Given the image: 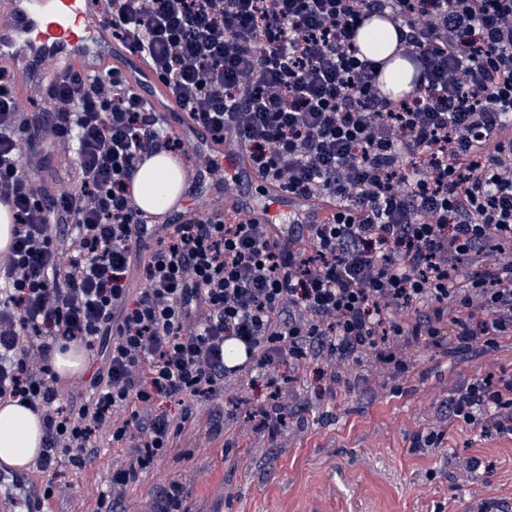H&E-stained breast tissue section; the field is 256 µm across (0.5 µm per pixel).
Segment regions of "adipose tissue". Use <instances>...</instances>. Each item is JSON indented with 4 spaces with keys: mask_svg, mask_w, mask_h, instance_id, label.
<instances>
[{
    "mask_svg": "<svg viewBox=\"0 0 512 512\" xmlns=\"http://www.w3.org/2000/svg\"><path fill=\"white\" fill-rule=\"evenodd\" d=\"M363 53L384 62L381 80L392 98L407 95L414 87V64L398 51V37L386 21L365 20L358 32ZM185 190L181 163L167 149H159L142 163L133 180L137 205L150 213L171 209ZM43 431L37 415L15 402L0 403V464L19 468L28 466L41 450Z\"/></svg>",
    "mask_w": 512,
    "mask_h": 512,
    "instance_id": "1",
    "label": "adipose tissue"
}]
</instances>
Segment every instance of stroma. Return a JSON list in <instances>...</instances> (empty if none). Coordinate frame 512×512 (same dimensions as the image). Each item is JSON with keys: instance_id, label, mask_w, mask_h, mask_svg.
<instances>
[{"instance_id": "obj_1", "label": "stroma", "mask_w": 512, "mask_h": 512, "mask_svg": "<svg viewBox=\"0 0 512 512\" xmlns=\"http://www.w3.org/2000/svg\"><path fill=\"white\" fill-rule=\"evenodd\" d=\"M409 372L391 380L372 368L352 390L329 395L317 360L298 372L295 414L277 440L254 436L245 416L264 384L234 387L200 409L182 434L181 453L158 458L128 488L127 512H144L170 482L184 484L183 512H512V437L448 418V399L467 380L512 370V338L488 352L413 350ZM223 411L220 434L210 410ZM444 433L437 448L418 435ZM121 455L101 448L87 468L57 474L0 470L10 512H93L92 497ZM55 496L38 502L42 484Z\"/></svg>"}]
</instances>
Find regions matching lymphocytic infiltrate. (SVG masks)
Masks as SVG:
<instances>
[{"label":"lymphocytic infiltrate","instance_id":"1","mask_svg":"<svg viewBox=\"0 0 512 512\" xmlns=\"http://www.w3.org/2000/svg\"><path fill=\"white\" fill-rule=\"evenodd\" d=\"M100 13L212 139L235 131L267 180L338 208L284 248L228 212L148 228L130 182L153 151L185 145L132 80L68 73L50 109L28 112L1 67L0 204L15 229L0 400L40 416L33 469L122 449L97 491L112 512L230 385L265 379L247 421L273 440L309 361L345 387L368 360L403 373L412 348L512 335V0H102ZM373 14L417 62L407 98L358 55ZM39 144L75 156L70 187L45 189ZM230 340L246 355L233 367ZM75 341L100 363L69 405L51 361ZM448 416L511 436L512 374L469 381Z\"/></svg>","mask_w":512,"mask_h":512}]
</instances>
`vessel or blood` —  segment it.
Instances as JSON below:
<instances>
[{"label":"vessel or blood","instance_id":"1","mask_svg":"<svg viewBox=\"0 0 512 512\" xmlns=\"http://www.w3.org/2000/svg\"><path fill=\"white\" fill-rule=\"evenodd\" d=\"M104 24L91 0H5L0 5V59L11 63L21 78L16 92L19 103H26L29 92L45 79L42 61H65L67 68L81 73L105 74L123 69L121 57L103 37ZM194 121L175 130L189 153H204L224 169L226 189L213 195L209 209L232 207L255 224H263L271 243L288 242V227L282 216L294 215L302 224H325L336 212L335 203L325 199L296 196L275 184H268V196L261 201L244 199L240 174L248 172L254 181L261 174L253 168L243 144L234 132H226L224 145L213 148L211 141L195 134Z\"/></svg>","mask_w":512,"mask_h":512}]
</instances>
